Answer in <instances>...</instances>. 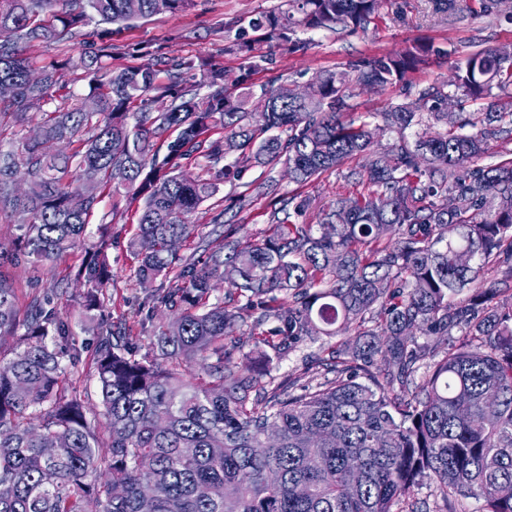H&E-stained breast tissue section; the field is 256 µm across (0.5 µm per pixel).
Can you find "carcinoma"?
<instances>
[{"mask_svg":"<svg viewBox=\"0 0 512 512\" xmlns=\"http://www.w3.org/2000/svg\"><path fill=\"white\" fill-rule=\"evenodd\" d=\"M193 0H0V82L14 92L0 115L26 120L29 102L46 110L41 139L21 153H0V213L22 218L19 250L52 262L77 248V277L95 289L108 279V243H87L98 196L83 211L70 200L91 188L123 186L138 203L141 286L162 278L156 303L178 316L154 325V358H139L128 338L108 331L92 354L105 426L98 428L77 392L66 386L68 363L59 344L69 325L49 296L34 297L24 316L16 288L0 276V335L17 337L15 355L0 361V512H398L421 481L433 484L445 512L465 498L483 512H512V156L472 168L490 142L512 141V109L490 102L472 119L445 112L449 97L488 98L512 87V57L495 48L471 54L454 80L432 86L430 118L444 130L411 141L423 122L419 108L378 113L397 134L393 150L349 168L347 181L376 187L374 195L340 197L311 224L288 223L291 200L280 198L269 234L257 241L207 237L206 259L180 260L168 242L195 235L194 217L218 182L253 166L288 167L298 185L363 157L370 123H345L340 111L351 82L384 87L424 61L426 47L362 63L355 74L327 71L306 104L261 90L257 107L224 69L209 71L202 94L181 87L195 62L174 59L159 83L152 62L112 71V35L93 43L75 68L93 77L89 97L57 102L63 75L53 63L35 66L33 41L73 38L90 22L128 24L178 13ZM279 13L250 22L288 42L295 28L368 24L379 0H286ZM42 73L31 84L33 70ZM138 101L141 108L129 111ZM255 111L266 113L253 124ZM89 129L78 141L76 134ZM174 131L166 159L199 153L203 174L170 175L153 140ZM224 138L212 139L217 131ZM237 156L224 160V143ZM77 143L55 154L46 143ZM441 198L438 203L435 198ZM454 201L448 207V200ZM284 218H279V214ZM238 268L227 300L209 302L224 267ZM287 290L284 304L277 293ZM380 306V321L374 307ZM248 327L254 346L278 349L310 334L354 331L346 347L322 361L335 377L295 394L259 388L252 352L234 360ZM450 336L439 356L416 332ZM24 384L25 397L18 392ZM39 429H34L33 422ZM274 426L280 440L269 445ZM55 443L47 454L43 440Z\"/></svg>","mask_w":512,"mask_h":512,"instance_id":"1","label":"carcinoma"}]
</instances>
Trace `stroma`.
Returning a JSON list of instances; mask_svg holds the SVG:
<instances>
[{"mask_svg":"<svg viewBox=\"0 0 512 512\" xmlns=\"http://www.w3.org/2000/svg\"><path fill=\"white\" fill-rule=\"evenodd\" d=\"M283 2L195 0L194 7L187 11L133 22L112 37V68L119 71L148 61L163 68L171 60L187 57L194 60L195 67L183 73L185 87L199 88L207 71L215 66L223 68L227 81L246 77V89L258 92L273 83L304 86L328 70L350 72L364 61L407 46H428L424 63L403 82L375 90L352 88L346 116L360 122L371 120L374 113L418 102L425 89L447 81L468 54L512 44V0H503L490 12L483 10L482 0H455L451 12L441 10L438 0H381L378 13L363 29H299L288 43L260 39L250 27V20L279 11ZM86 40L82 32L62 43H35L27 54L39 65L51 61L64 64L67 95L83 98L89 93V81L74 65ZM267 181L276 185L278 196L302 203V211L292 217L298 224L317 223L323 210L352 190L340 169L300 187L291 181L284 165L245 168L236 181L220 183L213 198L224 211L223 231L232 239L253 241L266 234L272 211L268 197L251 195L243 206L237 197L247 187ZM137 218L125 189L101 192L88 232L91 240H108L111 278L100 288L101 304L89 319L82 307L87 287L75 277L82 253H67L51 264L26 257L15 264L2 260V253L16 249L22 230L16 218L0 215V273L12 280L19 308H26L35 296H58L72 330L65 347L79 356L72 382L93 414L100 411V394L91 365L97 331L119 330L135 343L138 356L149 357L153 354L154 323L171 317L170 311L154 304L151 289L138 283V258L130 246L138 231ZM343 341L340 335L314 334L282 354L267 349L264 378L300 390L323 373L316 356L328 355Z\"/></svg>","mask_w":512,"mask_h":512,"instance_id":"1","label":"stroma"}]
</instances>
